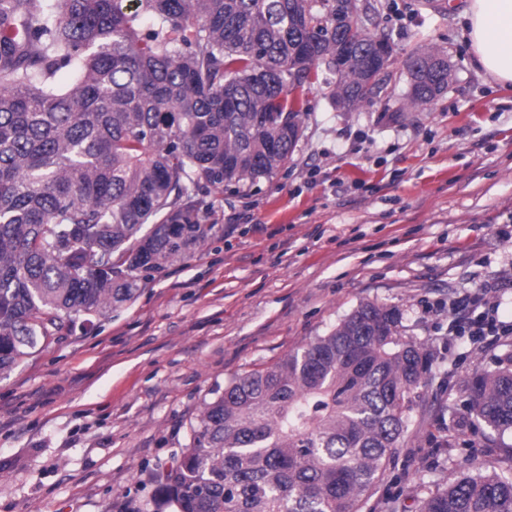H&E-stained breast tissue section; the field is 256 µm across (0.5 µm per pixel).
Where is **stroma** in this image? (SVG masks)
<instances>
[{
  "label": "stroma",
  "mask_w": 512,
  "mask_h": 512,
  "mask_svg": "<svg viewBox=\"0 0 512 512\" xmlns=\"http://www.w3.org/2000/svg\"><path fill=\"white\" fill-rule=\"evenodd\" d=\"M372 2L395 52L371 102L339 111L316 82L286 167L206 194L204 245L0 376V512H161L155 475L204 402L363 301L400 309L433 377L360 512H419L476 458L512 474V433L473 417L461 389L512 353V86L475 65L464 0ZM420 47L452 64L422 111L403 68ZM484 314L498 335L462 333Z\"/></svg>",
  "instance_id": "1"
}]
</instances>
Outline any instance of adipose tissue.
<instances>
[{
	"instance_id": "obj_1",
	"label": "adipose tissue",
	"mask_w": 512,
	"mask_h": 512,
	"mask_svg": "<svg viewBox=\"0 0 512 512\" xmlns=\"http://www.w3.org/2000/svg\"><path fill=\"white\" fill-rule=\"evenodd\" d=\"M464 16L477 66L512 84V0H467Z\"/></svg>"
}]
</instances>
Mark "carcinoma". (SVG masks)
<instances>
[{
    "label": "carcinoma",
    "instance_id": "obj_1",
    "mask_svg": "<svg viewBox=\"0 0 512 512\" xmlns=\"http://www.w3.org/2000/svg\"><path fill=\"white\" fill-rule=\"evenodd\" d=\"M359 0H0V374L211 235L203 196L284 168L300 94L328 70L352 110L390 78ZM423 110L448 55L405 61ZM401 312L366 301L329 333L204 403L159 477L172 512H359L407 429L428 357ZM484 423L512 431V355L464 382ZM420 512H512L489 462Z\"/></svg>",
    "mask_w": 512,
    "mask_h": 512
}]
</instances>
